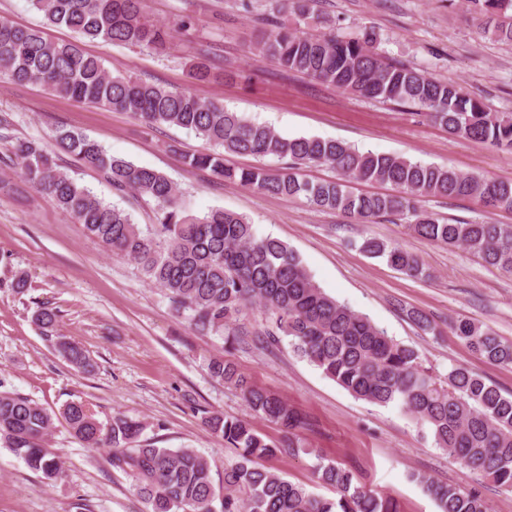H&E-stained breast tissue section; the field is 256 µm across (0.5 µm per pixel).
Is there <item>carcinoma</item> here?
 Wrapping results in <instances>:
<instances>
[{
  "instance_id": "cac0c4a2",
  "label": "carcinoma",
  "mask_w": 512,
  "mask_h": 512,
  "mask_svg": "<svg viewBox=\"0 0 512 512\" xmlns=\"http://www.w3.org/2000/svg\"><path fill=\"white\" fill-rule=\"evenodd\" d=\"M50 25L65 27L74 40L51 41L44 32L0 19V75L16 83L43 86L54 94L98 108L126 112L149 128L175 126L195 133L212 146L184 156L192 169L262 193L300 200L318 210L367 223L399 215L411 219L415 235L449 247H463L485 264L512 272V224L441 222L421 206L425 197L469 198L493 209L512 210V180L465 174L445 165L362 152L335 139L284 137L272 127L201 98L189 90L170 89L114 74L84 51L85 40L166 48L171 27L187 34L184 18L170 26L150 17L146 0H28ZM272 29L253 48L282 68L303 74L352 95L414 110L448 133L512 152V114L493 112L476 96L453 83L429 77L414 67L386 61L374 47L373 33L357 37L334 32L308 34L276 22L279 15L309 14L315 0H268ZM487 16L484 28L500 41L512 42V0H467ZM96 171L112 189L154 204L157 223L135 224L126 210L105 202L78 182L71 168L57 162L56 150ZM10 162L24 184L51 197L86 235L112 254L134 262L168 297L178 314H188L203 334L239 343L240 320L257 305L266 326L255 343L267 347L288 339L292 352L308 361L358 400L397 405L427 429L436 447L463 467L497 487L512 491V393H504L482 374L453 365L441 378L424 366L419 351L386 334L366 315L327 295L313 280L299 255L278 238L259 237L254 225L235 212L211 209L202 215L179 205L178 185L163 173L116 158L87 135L62 129L54 144L16 138ZM228 154L272 157L284 165L237 168ZM325 164L336 170L333 181L303 177L304 166ZM376 182L392 193H356L350 183ZM360 250L381 258L412 278L431 272L418 255L365 236ZM422 331L435 332L425 313L406 310ZM32 320L54 349L76 369L92 367L78 343L58 333V314L36 305ZM452 333L466 347L496 366H512V340L470 318L451 321ZM210 375L239 390L256 416L284 431L279 443L266 441L244 418L213 413L204 424L224 438L235 460L224 465V495L217 497L211 465L192 448H159L141 440L145 424L116 416L104 424L84 402L65 404L60 415L88 448L112 449V466L130 471L148 512H400L398 501L357 484L353 472L303 447L298 431L304 417L280 396L251 385L229 360L213 359ZM53 416L18 393L0 391V441L32 470L47 479L61 471L45 447ZM303 452L316 458L317 482L335 496L310 492L285 480L261 461L279 453ZM436 503L438 512H490L474 487L437 483L414 474ZM220 508H215V501Z\"/></svg>"
}]
</instances>
